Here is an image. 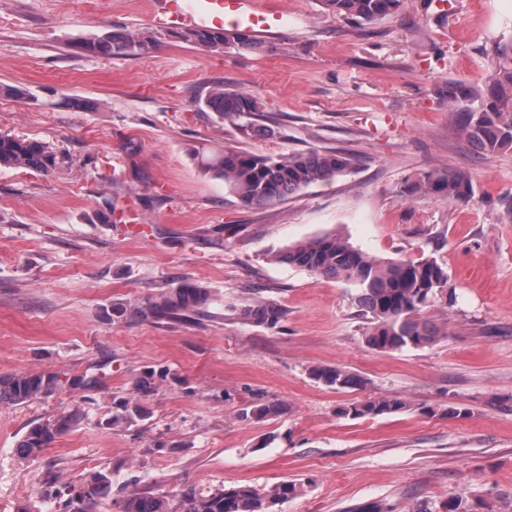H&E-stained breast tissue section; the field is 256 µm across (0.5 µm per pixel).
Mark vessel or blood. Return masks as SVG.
Listing matches in <instances>:
<instances>
[{
  "instance_id": "obj_1",
  "label": "vessel or blood",
  "mask_w": 512,
  "mask_h": 512,
  "mask_svg": "<svg viewBox=\"0 0 512 512\" xmlns=\"http://www.w3.org/2000/svg\"><path fill=\"white\" fill-rule=\"evenodd\" d=\"M263 6V0H150V13L161 28H220L229 21L254 32L266 26Z\"/></svg>"
}]
</instances>
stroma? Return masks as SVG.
<instances>
[{
    "instance_id": "obj_1",
    "label": "stroma",
    "mask_w": 512,
    "mask_h": 512,
    "mask_svg": "<svg viewBox=\"0 0 512 512\" xmlns=\"http://www.w3.org/2000/svg\"><path fill=\"white\" fill-rule=\"evenodd\" d=\"M280 20L259 49L204 51L156 27L149 0H0V136L36 140L50 172L0 167V376L52 372L61 390L0 404V512H58L47 477L111 476L98 512L129 491L175 494L300 484L277 512H512V149L487 155L462 132L449 83L485 90L493 48L512 41V0H405L359 25L321 0H267ZM152 33L147 55L85 54L80 37ZM217 85L263 110L223 121L199 109ZM270 128L267 136L247 125ZM274 158L350 156L329 182L246 206L201 166L216 150ZM127 159L121 180L96 178ZM468 172L467 203L401 189L426 171ZM331 234L388 261L436 259L450 303L421 317L434 343L371 349L354 286L281 262ZM196 282L206 312L158 323L118 315ZM272 305L273 326L244 308ZM342 367L359 386L315 380ZM148 418L113 423L135 381ZM88 386H79V379ZM387 395L411 410L340 408ZM277 405L245 421L242 408ZM468 408L452 417L449 406ZM81 409V422L23 457L30 427Z\"/></svg>"
}]
</instances>
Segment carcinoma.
Listing matches in <instances>:
<instances>
[{
	"label": "carcinoma",
	"mask_w": 512,
	"mask_h": 512,
	"mask_svg": "<svg viewBox=\"0 0 512 512\" xmlns=\"http://www.w3.org/2000/svg\"><path fill=\"white\" fill-rule=\"evenodd\" d=\"M323 5L338 16L372 23L395 13L403 0H323ZM178 38L204 50L217 52L228 45L253 49L258 46L252 36L242 30L186 28ZM156 38L136 30L106 36L82 38L81 50L104 57L133 54L147 55L155 47ZM494 74L487 92L458 85L448 86L451 111L463 115V131L483 152L494 155L512 149V41L493 50ZM205 107L219 119L230 121L261 111L260 101L249 93L214 88L204 101ZM204 168L221 179L247 206L264 205L298 193L309 185L328 181L344 173L352 160L335 153L316 151L293 153L273 158L250 152L226 149L201 160ZM56 165V156L42 143L0 136V166L48 172ZM405 196L431 195L450 203L468 202L474 196L471 176L461 170L428 171L406 183ZM282 262L302 267L315 274L342 279L356 287V301L371 314L372 328L367 345L380 352L408 347H422L435 340L438 332L420 319L423 308L446 295L448 273L434 259L419 261H379L355 249L336 236H317L289 247L278 256ZM209 290L189 282L148 298L131 312L135 318L152 320L186 319L202 311L209 300ZM245 319L258 324L275 325L280 312L275 307L249 308ZM310 375L329 386L345 389L362 385L354 374L341 367L314 368ZM60 388L54 373L0 377V404H22ZM411 409V404L391 396L369 398L339 413L346 416L376 417ZM278 411L269 404H251L241 409L240 418L261 420ZM146 417V409L136 397L122 405L113 421H131ZM81 410L74 409L55 422L31 427L18 444L25 457L35 456L48 447L55 435L78 424ZM108 482L104 474H95L80 486L68 487L67 508L70 512H96L98 491ZM296 483L281 481L263 493L249 486L221 489L207 494L183 491L173 500L165 495L133 490L112 501V512H274V507L292 498Z\"/></svg>",
	"instance_id": "obj_1"
}]
</instances>
